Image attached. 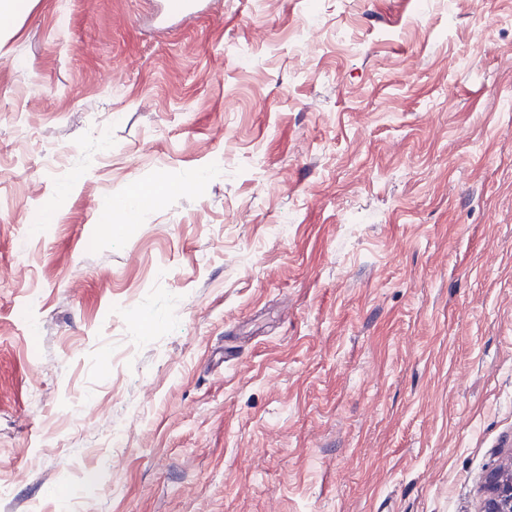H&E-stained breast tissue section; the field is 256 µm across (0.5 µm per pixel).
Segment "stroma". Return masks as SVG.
Segmentation results:
<instances>
[{
	"label": "stroma",
	"instance_id": "35a3bbf8",
	"mask_svg": "<svg viewBox=\"0 0 512 512\" xmlns=\"http://www.w3.org/2000/svg\"><path fill=\"white\" fill-rule=\"evenodd\" d=\"M152 13L36 0L0 45V512H478L512 0Z\"/></svg>",
	"mask_w": 512,
	"mask_h": 512
}]
</instances>
